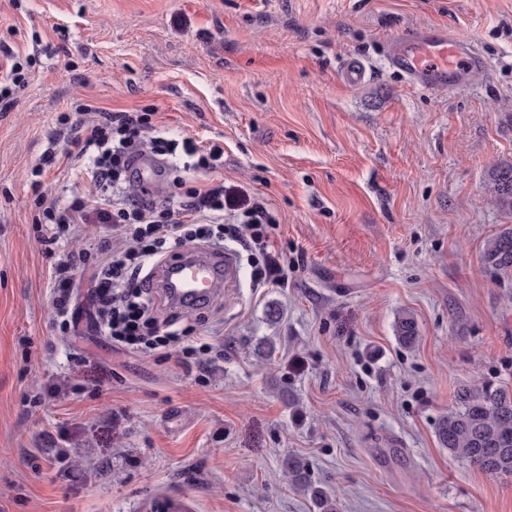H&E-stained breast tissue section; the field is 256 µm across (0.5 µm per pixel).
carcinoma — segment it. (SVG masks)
Segmentation results:
<instances>
[{
  "mask_svg": "<svg viewBox=\"0 0 512 512\" xmlns=\"http://www.w3.org/2000/svg\"><path fill=\"white\" fill-rule=\"evenodd\" d=\"M489 189L494 197L512 206V165L500 166ZM481 264L502 278H512V227L507 226L487 240ZM398 341L411 346L418 339L413 317L403 314L396 322ZM441 447L454 458L467 461L482 471L497 476H512V389L478 384L460 387L455 407L437 426ZM293 486L307 483L306 465L290 457L285 462Z\"/></svg>",
  "mask_w": 512,
  "mask_h": 512,
  "instance_id": "cac0c4a2",
  "label": "carcinoma"
}]
</instances>
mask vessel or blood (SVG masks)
<instances>
[{
    "label": "vessel or blood",
    "mask_w": 512,
    "mask_h": 512,
    "mask_svg": "<svg viewBox=\"0 0 512 512\" xmlns=\"http://www.w3.org/2000/svg\"><path fill=\"white\" fill-rule=\"evenodd\" d=\"M389 62L412 85L426 89L472 85L482 61L473 45L444 28L423 27L398 35L388 45ZM231 253L184 249L161 264L156 278L162 290L179 281L175 298L186 308L211 301L234 269Z\"/></svg>",
    "instance_id": "b4317fda"
}]
</instances>
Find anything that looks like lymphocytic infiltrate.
<instances>
[{"label": "lymphocytic infiltrate", "instance_id": "obj_1", "mask_svg": "<svg viewBox=\"0 0 512 512\" xmlns=\"http://www.w3.org/2000/svg\"><path fill=\"white\" fill-rule=\"evenodd\" d=\"M0 112L10 111L17 89L27 81V70L17 54L0 44ZM77 138L80 154H92L91 179L97 188L95 201L76 196L64 206L36 193L34 220L70 229L76 224H109L125 235L127 243L116 247L102 242V260L90 290L88 317L94 329L107 333L113 343L125 349L160 350L187 362L193 347L184 344L180 332L169 329L154 314L151 289L142 272L153 258L166 257L186 240L223 241L239 235L248 238L263 257L257 272L260 281L285 284L288 259L270 249L271 230L278 220L267 204L247 208L240 224L224 221V187L210 181L177 180L176 192L157 201L153 192L131 179L130 162L142 149L165 156L183 151L196 170L210 174L224 168V148L213 142L197 146L192 141L176 142L156 136L157 114L151 109L103 112L87 104ZM87 257L77 247L58 258L52 268L54 314L63 322L76 320L72 308L73 272Z\"/></svg>", "mask_w": 512, "mask_h": 512}]
</instances>
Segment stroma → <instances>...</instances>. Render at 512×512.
Instances as JSON below:
<instances>
[{
  "label": "stroma",
  "mask_w": 512,
  "mask_h": 512,
  "mask_svg": "<svg viewBox=\"0 0 512 512\" xmlns=\"http://www.w3.org/2000/svg\"><path fill=\"white\" fill-rule=\"evenodd\" d=\"M439 26L478 48L482 81L391 68L390 38ZM0 42L31 60L0 112V512H318L290 457L337 512H512V476L436 436L460 386L512 387V280L480 262L512 224L488 190L512 162V0H0ZM81 100L222 143L225 222L257 200L279 219L287 286L256 287L261 255L228 239L235 281L183 315L204 365L54 323L35 238L70 240L33 223L31 172L54 149L46 194L93 196L57 135Z\"/></svg>",
  "instance_id": "35a3bbf8"
}]
</instances>
